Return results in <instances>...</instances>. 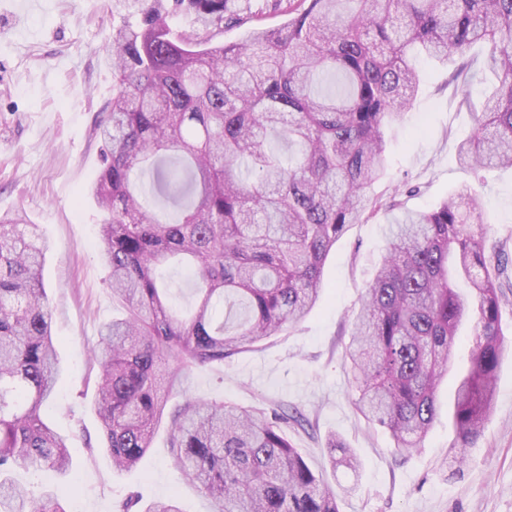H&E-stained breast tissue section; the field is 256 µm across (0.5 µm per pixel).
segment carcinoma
<instances>
[{"label":"carcinoma","instance_id":"1","mask_svg":"<svg viewBox=\"0 0 512 512\" xmlns=\"http://www.w3.org/2000/svg\"><path fill=\"white\" fill-rule=\"evenodd\" d=\"M288 22L242 43L172 33L171 14L205 29L241 22L235 0H152L112 28L111 112L99 125V249L121 313L90 350L103 449L131 470L161 425L181 474L212 512H339L336 494L265 409L183 395L194 370L300 323L324 293L326 260L345 233L398 197L370 195L385 173V131L413 107L412 52L448 66V85L478 77L486 45L498 84L457 145L471 171L512 168V0H272ZM166 199L173 220L151 213ZM474 186L388 225L347 351L355 409L385 427L401 455L421 447L436 389L463 323L476 341L455 392L458 463L488 419L501 355L504 249ZM49 242L23 215L0 216V512H65L62 495L18 486V465L72 469L67 439L41 413L59 376L42 281ZM194 277L186 316L169 305L160 268Z\"/></svg>","mask_w":512,"mask_h":512}]
</instances>
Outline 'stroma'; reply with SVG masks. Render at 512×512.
Instances as JSON below:
<instances>
[{
    "label": "stroma",
    "mask_w": 512,
    "mask_h": 512,
    "mask_svg": "<svg viewBox=\"0 0 512 512\" xmlns=\"http://www.w3.org/2000/svg\"><path fill=\"white\" fill-rule=\"evenodd\" d=\"M135 15L124 0H0V215L24 212L53 244L43 281L60 376L42 414L67 437L74 463L66 477L44 467L11 477L36 494L67 484L68 512H120L129 498L143 508L170 496L184 512H208L206 498L173 466L165 432L136 468L118 472L99 445L93 411L98 370L89 350L118 309L98 251L103 214L90 194L102 169L96 126L112 99L105 40ZM415 65L420 90L404 123L386 131L387 169L373 195L408 183L417 191L405 208L430 210L461 184L480 183L488 236L512 254V170L479 177L456 159L459 140L480 116L485 84H469L463 104L445 84V67L421 57ZM386 222L378 213L337 242L324 267L327 289L303 322L224 364L196 369L187 393L283 410V430L336 490L340 512H512V304L502 309L492 412L461 468L449 457L453 378L438 386L437 416L422 447L404 457L389 432L352 404L345 349L385 251ZM333 437L359 457L358 471L331 463Z\"/></svg>",
    "instance_id": "1"
}]
</instances>
